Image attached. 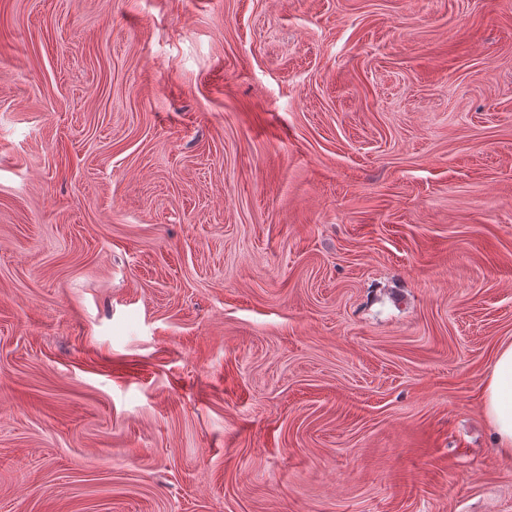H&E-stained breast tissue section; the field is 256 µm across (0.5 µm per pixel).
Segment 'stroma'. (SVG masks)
Masks as SVG:
<instances>
[{"mask_svg": "<svg viewBox=\"0 0 512 512\" xmlns=\"http://www.w3.org/2000/svg\"><path fill=\"white\" fill-rule=\"evenodd\" d=\"M512 0H0V512H512ZM482 407L493 429L497 450L512 454V343L497 350L486 379Z\"/></svg>", "mask_w": 512, "mask_h": 512, "instance_id": "stroma-1", "label": "stroma"}]
</instances>
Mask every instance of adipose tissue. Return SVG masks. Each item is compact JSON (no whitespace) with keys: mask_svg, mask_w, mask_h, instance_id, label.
I'll return each mask as SVG.
<instances>
[{"mask_svg":"<svg viewBox=\"0 0 512 512\" xmlns=\"http://www.w3.org/2000/svg\"><path fill=\"white\" fill-rule=\"evenodd\" d=\"M482 407L498 451L512 454V343L501 345L486 379Z\"/></svg>","mask_w":512,"mask_h":512,"instance_id":"adipose-tissue-1","label":"adipose tissue"}]
</instances>
